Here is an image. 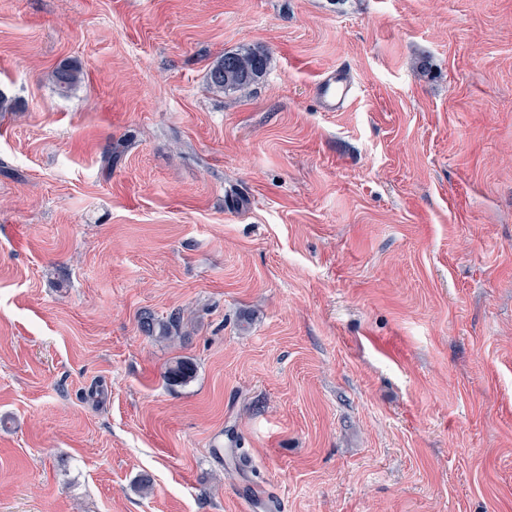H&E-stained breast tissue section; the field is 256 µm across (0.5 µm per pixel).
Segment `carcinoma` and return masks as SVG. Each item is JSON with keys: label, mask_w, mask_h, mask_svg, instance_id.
<instances>
[{"label": "carcinoma", "mask_w": 512, "mask_h": 512, "mask_svg": "<svg viewBox=\"0 0 512 512\" xmlns=\"http://www.w3.org/2000/svg\"><path fill=\"white\" fill-rule=\"evenodd\" d=\"M270 65L268 53L259 48H242L234 52L224 53L209 71V87L217 92L238 91L247 88L260 79ZM83 78L82 70L73 65L63 64L52 73V81L56 88L67 93L77 87ZM179 318L170 317L163 321L150 315L142 318V328L149 336L172 338L177 330ZM195 368L192 362L179 359L171 363L164 372V380L169 386H178L192 379Z\"/></svg>", "instance_id": "1"}]
</instances>
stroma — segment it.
Segmentation results:
<instances>
[{
    "label": "stroma",
    "instance_id": "35a3bbf8",
    "mask_svg": "<svg viewBox=\"0 0 512 512\" xmlns=\"http://www.w3.org/2000/svg\"><path fill=\"white\" fill-rule=\"evenodd\" d=\"M0 94V512H512V0H0ZM270 65L268 53L259 48H242L224 53L209 71V87L217 92L238 91L260 79ZM83 78L82 70L73 65L63 64L52 73V81L61 93H68L77 87ZM351 94L348 76L341 70L330 72L316 86L318 102L325 112H336L343 108ZM180 317L171 316L169 320H156L152 315L142 318V328L148 336H157L163 339H171L173 330L177 334V328ZM195 368L189 360L179 359L171 363L164 372V380L169 386L186 384L192 379Z\"/></svg>",
    "mask_w": 512,
    "mask_h": 512
}]
</instances>
